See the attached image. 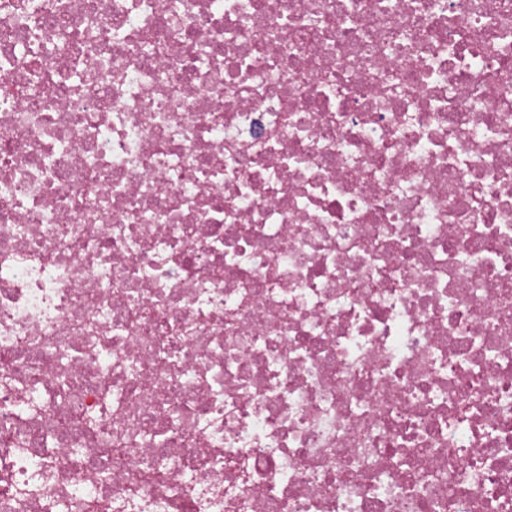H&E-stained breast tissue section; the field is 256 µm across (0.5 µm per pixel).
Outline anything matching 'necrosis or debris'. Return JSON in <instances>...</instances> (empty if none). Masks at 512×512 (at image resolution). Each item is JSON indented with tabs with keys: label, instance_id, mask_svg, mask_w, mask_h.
<instances>
[{
	"label": "necrosis or debris",
	"instance_id": "1",
	"mask_svg": "<svg viewBox=\"0 0 512 512\" xmlns=\"http://www.w3.org/2000/svg\"><path fill=\"white\" fill-rule=\"evenodd\" d=\"M0 512H512V0H0Z\"/></svg>",
	"mask_w": 512,
	"mask_h": 512
}]
</instances>
